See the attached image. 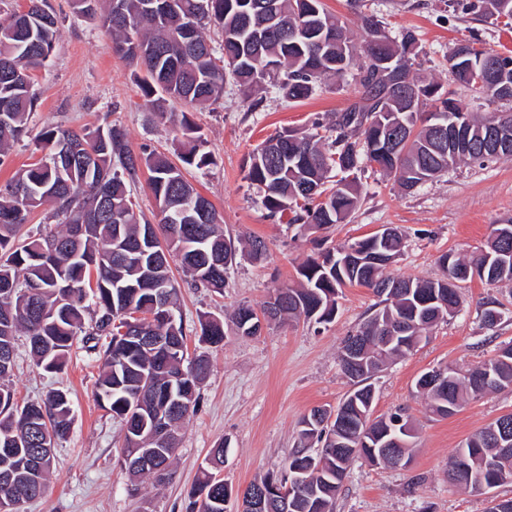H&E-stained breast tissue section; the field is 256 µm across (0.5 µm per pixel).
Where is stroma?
Wrapping results in <instances>:
<instances>
[{"instance_id": "35a3bbf8", "label": "stroma", "mask_w": 512, "mask_h": 512, "mask_svg": "<svg viewBox=\"0 0 512 512\" xmlns=\"http://www.w3.org/2000/svg\"><path fill=\"white\" fill-rule=\"evenodd\" d=\"M354 10L350 0H323L327 11L342 17L355 43H363L361 17L382 21L391 35L415 31L422 47L420 76L455 90L458 99L480 114L500 111L475 91L454 88L448 54L463 39L512 56V25L465 14L448 0H363ZM58 20L59 37L45 65L34 71L32 92L37 108L27 128L4 159L0 185L45 152L39 146L46 128L120 126L136 155L161 153L178 160L181 133L171 119L183 112L167 104L159 115L141 93L134 67L112 53L98 17L74 11L71 0H47ZM354 98L349 85L328 83L301 101L284 99L275 88L252 95L226 83L216 102L192 109L208 167H184L185 177L215 206L225 236L240 243L262 239L266 254L253 260L239 252L227 272L223 293L194 285L178 260L171 272L179 285L178 312L187 334L189 356H206L210 372L200 386L197 411L179 430L176 459L164 484H133L122 465L124 433L118 419L94 396L99 373L96 356L74 350L58 373L44 371L18 345L10 383L19 402L37 401L53 389L68 392L72 423L58 440L41 498L25 512H187L191 493L212 448L224 446L225 483L236 488L280 472L285 458L299 446V422L311 409H336L351 391L339 365L345 336L372 314L378 301L371 289L349 285L337 298L336 318L329 324L288 319L264 326L261 335H236L232 316L240 304L262 310L277 288L298 284V269L326 247L397 228L404 248L389 274L435 278L441 255L479 254L496 225L512 219V158L484 164H462L409 193L374 169L361 175V199L344 223L313 231L269 217L263 190L245 178L252 149L284 130L307 132L316 117L346 107ZM461 310L433 326L426 341L377 373L374 416L404 411L414 429L409 467L388 468L354 462L340 489L334 512H486L489 497L512 498V483L491 495L465 490L448 480V465L460 443L512 413V388L469 399L454 415L432 414L416 388L417 378L441 366L467 370L494 355L499 344L512 341V285L480 279L463 283ZM500 313L496 325L482 320L485 309ZM223 321L221 345L200 342L203 316Z\"/></svg>"}]
</instances>
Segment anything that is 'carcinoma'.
Returning a JSON list of instances; mask_svg holds the SVG:
<instances>
[{"label": "carcinoma", "mask_w": 512, "mask_h": 512, "mask_svg": "<svg viewBox=\"0 0 512 512\" xmlns=\"http://www.w3.org/2000/svg\"><path fill=\"white\" fill-rule=\"evenodd\" d=\"M101 15L109 48L144 73L139 88L153 99L156 109L171 102L195 107L218 100L224 83L231 80L247 91L268 81L283 97L300 101L329 81L354 87L355 98L345 108L323 115L312 131L301 135L285 130L260 143L250 154L245 179L265 190L264 206L276 217L292 213L291 222L311 229L341 224L360 201V177L367 167L394 176L411 192L461 163L483 162L493 155L478 147L482 130L491 122L512 127V113L492 112L478 118L468 112L453 93H439L438 85L413 74L421 52L410 29L391 38L372 15L361 16L367 38L353 43L347 23L328 13L322 0H272L279 32L260 37L267 17L265 0H118L122 15H114L113 0H73L81 14ZM463 13L488 19L512 20V0H454ZM212 25L223 34V65L204 29ZM57 20L42 0H29L27 12L0 18V156L24 132L35 98L32 71L54 48ZM468 56L458 49L448 55L454 81L475 89L491 101L503 100L499 91L478 87L466 68L478 59L506 70L512 84V57L466 41ZM393 60L390 72L380 65ZM466 126L472 146L448 150L437 142L434 126L452 120ZM401 129L403 145L390 155L386 140ZM179 129L184 139L180 161L202 168L210 154L187 113ZM49 148L45 158L28 165L0 187V498L11 497L18 508L38 499L44 491L55 441L71 425L67 392L54 390L40 402L19 403L5 383L13 364L16 337L27 336L30 354L46 371L62 370L73 349L80 346L99 355L101 371L95 396L112 417L121 421L124 456L147 441L144 423L161 415L176 428L199 405L198 385L209 362L198 356L184 363L187 344L181 316L175 315L177 288L170 274L168 255L176 253L194 282L221 293L226 269L208 266L213 254L235 259L236 247L224 238L220 218L208 198L186 180L181 169L161 154L136 156L128 148L124 131L111 126L79 130L51 128L43 133ZM150 172L148 185L155 199L162 238L137 259L122 255L123 245L145 238L149 221L137 216L130 200L129 183L141 167ZM344 176L328 184L333 170ZM417 170L402 178L398 173ZM46 203L54 205L60 226L38 236L20 239L21 226L30 212ZM84 224L83 232L74 225ZM505 235H495L488 248L470 260L452 254L440 257L441 275L435 279L391 276L382 264L348 269L339 265L346 245L324 250L320 258L304 263L301 288H279L278 317H302L318 324L335 318L336 294L347 284L371 289L380 308L356 331L366 337L358 349L357 376H348L354 388L342 401L345 422L326 421L321 409L303 416L300 447L285 459L283 469L260 480L263 488L285 487L292 469L306 480L302 494L288 502V512H333L347 465L356 458L370 463L388 460L387 451L407 453L412 424L401 411L373 416L372 376L392 359L413 351L439 321L458 311L460 299L449 311L432 300L448 298L452 284L448 272L455 268L487 267L484 280L512 284V224ZM362 253L376 249L396 259L402 236L395 233L378 244L370 235L350 242ZM167 289L169 308L154 306L155 289ZM140 314L136 321L148 330H162L171 347L160 357L135 340L116 339L115 320ZM174 318H169V315ZM201 340L224 342V323L201 322ZM470 376L448 383L447 390L422 387L429 410L441 417L455 414L465 398L512 387V341L469 370ZM311 427L306 428L304 424ZM322 443L323 457L308 452ZM178 443L159 449L154 466L169 472ZM461 460L498 487L512 483V413L499 417L468 437L453 455L449 470ZM224 464V447L211 451L209 467L201 471L195 495L201 512H226L224 502L233 487L217 478Z\"/></svg>", "instance_id": "carcinoma-1"}]
</instances>
